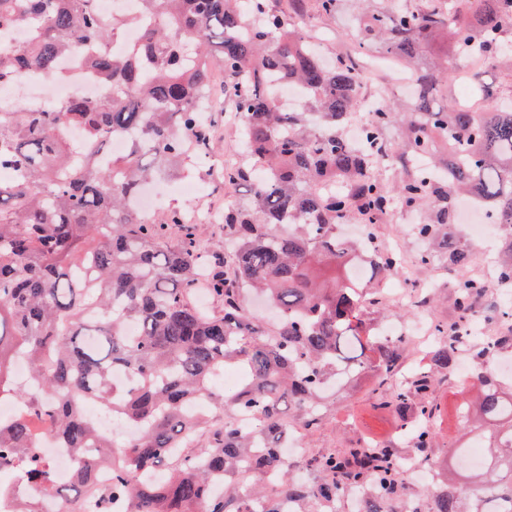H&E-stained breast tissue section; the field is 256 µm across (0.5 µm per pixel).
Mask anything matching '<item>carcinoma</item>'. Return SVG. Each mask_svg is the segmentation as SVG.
Returning a JSON list of instances; mask_svg holds the SVG:
<instances>
[{
    "mask_svg": "<svg viewBox=\"0 0 512 512\" xmlns=\"http://www.w3.org/2000/svg\"><path fill=\"white\" fill-rule=\"evenodd\" d=\"M403 2L367 17L359 48L378 39L386 53L412 63L444 36L456 57L473 50L512 62V0H460L454 13L437 0ZM135 25L136 45L122 56L108 51ZM15 26L32 37L0 53V85L33 67L52 69L80 46L111 91L98 103L74 97L52 111L19 103L0 112V164L20 174L0 180V393L24 407L0 425V465H19L68 509L90 492L102 496L103 512L115 498L128 500L131 512H280L284 495L294 512H338L341 493L360 488L372 491L366 512H384L405 491L400 446L363 440L310 455L305 466L316 480L306 485L291 477L282 452L288 412L317 426L337 375L343 388L372 374L373 408L404 417L400 441L430 459L437 431L428 422L439 413L432 392L455 370L459 323L487 288L471 273L470 248L457 240L451 197L477 195L503 227L493 274L512 287V106H438L442 68L420 67L398 149L385 140L399 116L392 108L373 112L354 145L343 128L360 94L358 58L327 66L268 0H132L111 17L96 0H0V28ZM218 61L249 157L224 171V186L246 183L249 198L224 209L234 247L222 274L202 267L192 237L164 245V225L184 223L182 211L145 217L132 207L145 184L211 153L200 106ZM71 125L84 129L79 148L66 138ZM118 133L129 134L127 153L109 163L107 144ZM385 162L401 170L390 188L377 176ZM393 194L409 209L426 207L413 228L430 248L421 264L438 252L456 274V319L435 325L446 341L423 354L404 385L395 378L412 361L408 341L373 335L391 313L362 299L396 272L398 258L377 257L361 286L349 271L322 282L316 275L365 257V244L342 237L339 225L351 214L378 223ZM201 285L221 301L220 314L189 301ZM249 290L278 313L273 328L249 312ZM19 351L39 377L36 401L15 384ZM229 365L243 369L244 383L226 396L213 381ZM116 370L135 383L114 380ZM474 386V398L457 408L461 435L448 451L459 480L448 477L433 492L431 512H512V388L485 371ZM201 398L223 413L219 422L189 416ZM89 401L138 430L119 454L80 413ZM42 412L56 420L63 447L80 453L94 441L99 448L65 489L51 485L32 447L29 417ZM238 413L252 415V424L236 423ZM477 445L483 461L472 466ZM247 462L262 489L237 484ZM108 463L112 481L101 491L94 474ZM217 475L224 489L214 493Z\"/></svg>",
    "mask_w": 512,
    "mask_h": 512,
    "instance_id": "cac0c4a2",
    "label": "carcinoma"
}]
</instances>
